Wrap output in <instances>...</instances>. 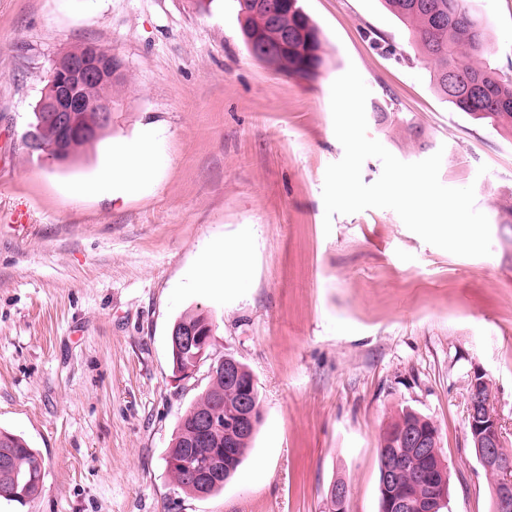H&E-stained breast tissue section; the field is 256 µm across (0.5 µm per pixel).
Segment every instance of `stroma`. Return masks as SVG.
<instances>
[{"label": "stroma", "mask_w": 512, "mask_h": 512, "mask_svg": "<svg viewBox=\"0 0 512 512\" xmlns=\"http://www.w3.org/2000/svg\"><path fill=\"white\" fill-rule=\"evenodd\" d=\"M324 63L302 79L249 55L237 0H0V430L34 449L43 481L0 512H379L380 436L403 408L430 420L449 468L444 512H494L471 449L473 371L491 384L512 450V130L442 100L426 65L397 60L408 29L383 0H303ZM488 58L512 68V0H472ZM110 46L126 64L112 124L70 163L23 144L57 54ZM356 66L368 134L425 159L395 110L443 149L439 178L474 186L492 253L424 242L392 210L324 218L343 147L330 87ZM159 132L155 184L127 201L93 193L112 154ZM26 222H13L17 209ZM251 248L241 286L197 274L216 247ZM210 317L212 359L258 386L262 419L237 474L200 497L165 466L208 364L179 382L170 331Z\"/></svg>", "instance_id": "1"}]
</instances>
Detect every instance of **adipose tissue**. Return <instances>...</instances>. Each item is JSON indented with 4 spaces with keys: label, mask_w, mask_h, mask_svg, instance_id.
Returning <instances> with one entry per match:
<instances>
[{
    "label": "adipose tissue",
    "mask_w": 512,
    "mask_h": 512,
    "mask_svg": "<svg viewBox=\"0 0 512 512\" xmlns=\"http://www.w3.org/2000/svg\"><path fill=\"white\" fill-rule=\"evenodd\" d=\"M161 163L153 136L144 133L141 143L133 149L120 151L112 160L111 178L101 181L99 190L114 199H129L150 183ZM250 266V256L246 245L232 249H214L204 267L205 279L220 278L224 282L244 281L245 272Z\"/></svg>",
    "instance_id": "obj_1"
}]
</instances>
